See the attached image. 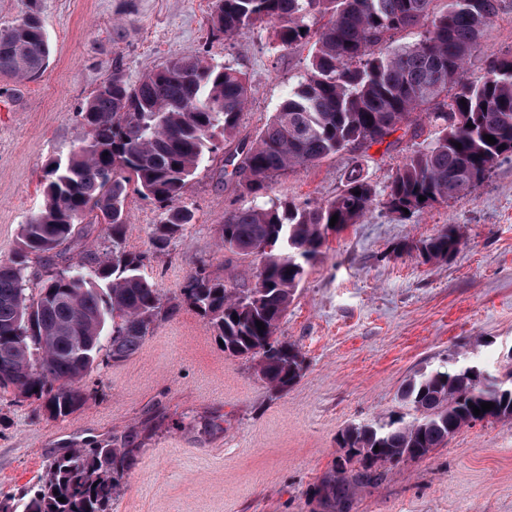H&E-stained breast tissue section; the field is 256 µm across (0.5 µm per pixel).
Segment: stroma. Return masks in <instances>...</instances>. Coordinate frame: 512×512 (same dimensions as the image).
Returning a JSON list of instances; mask_svg holds the SVG:
<instances>
[{"label":"stroma","instance_id":"35a3bbf8","mask_svg":"<svg viewBox=\"0 0 512 512\" xmlns=\"http://www.w3.org/2000/svg\"><path fill=\"white\" fill-rule=\"evenodd\" d=\"M37 7L52 46L47 68L31 81L0 75V260L43 210L46 167L83 138L76 112L97 87L116 72L132 84L171 60L200 56L251 80L237 138L218 142L187 184L183 203L194 220L164 251L150 249L159 209L129 191L125 246L148 253L143 272L166 298L201 267L230 288L253 283L256 260L225 251L218 228L225 211L258 199L225 176L224 164L237 140H254L304 79L312 42L280 48L273 22L213 36L212 0H37ZM482 44L467 82L483 80L487 53H512V0ZM434 137L427 124L401 128L370 148L349 147L273 177L260 200H333L355 161L384 192ZM448 224L461 227L459 250L425 261L420 246ZM277 335L303 359L300 378L282 392L258 375L255 361L225 353L209 317L186 303L135 354L85 378L88 401L65 419L0 392V499L35 489L48 456L132 434L140 451L112 512H512V421L463 428L424 459L367 471L340 445L351 426L406 414L401 386L447 370L452 356L500 376L512 352V157L499 160L475 193L408 215L378 203L358 223L328 231ZM343 460L359 478L332 506L315 490Z\"/></svg>","mask_w":512,"mask_h":512}]
</instances>
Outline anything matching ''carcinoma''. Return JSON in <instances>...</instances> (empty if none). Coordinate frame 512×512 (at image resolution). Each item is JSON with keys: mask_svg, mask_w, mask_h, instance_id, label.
<instances>
[{"mask_svg": "<svg viewBox=\"0 0 512 512\" xmlns=\"http://www.w3.org/2000/svg\"><path fill=\"white\" fill-rule=\"evenodd\" d=\"M437 2L212 0L214 35L235 37L274 21L282 48L310 37L306 19H325L304 80L260 135L226 159L238 185L257 195L275 174L307 169L349 146L368 149L401 125L416 130L426 121L436 137L396 170L386 187V207L412 214L476 191L499 159L512 155V55H490L486 80L464 82V66L483 51V30L502 0H444L440 9ZM415 27L423 29L416 42L385 49L395 33ZM50 53L34 8L0 27V74L32 80L44 72ZM450 85L457 92L448 99ZM250 90L246 75L230 65L181 58L133 85L116 72L82 104L86 136L65 160L47 168L45 209L22 225L13 256L0 261V388L34 397L49 419H64L87 403L83 378L136 353L152 325L183 302L210 317L225 352L257 361L258 374L271 387L284 391L297 381L300 353L276 333L332 216L338 215L335 228L341 229L371 211L376 191L359 163L331 201L311 206L284 200L224 212L222 247L261 259L252 288L231 291L224 281L196 271L180 296L165 300L142 272L146 254L125 249L131 184L161 210L154 250H163L192 223V210L182 204L185 187L213 151L216 135L228 140L236 134ZM91 213L108 225L112 248L67 257L82 239L80 219ZM461 240L459 225L448 224L420 253L427 261L445 260ZM33 258L44 268L36 292L28 286ZM400 401L413 411L411 420L398 416L342 434L341 446L358 449L363 468L423 459L477 422H511L512 364L491 381L480 365L458 359L446 371L411 379ZM484 402L495 407L474 415L473 407ZM136 452L129 439L73 448L71 457L49 461L33 494L0 501V512H112ZM353 482L342 464L317 494L334 503Z\"/></svg>", "mask_w": 512, "mask_h": 512, "instance_id": "cac0c4a2", "label": "carcinoma"}]
</instances>
